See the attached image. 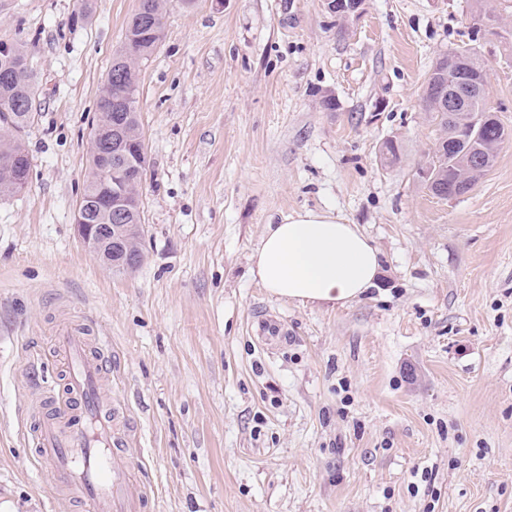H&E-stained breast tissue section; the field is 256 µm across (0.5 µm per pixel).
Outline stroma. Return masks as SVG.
I'll return each mask as SVG.
<instances>
[{
    "label": "stroma",
    "mask_w": 512,
    "mask_h": 512,
    "mask_svg": "<svg viewBox=\"0 0 512 512\" xmlns=\"http://www.w3.org/2000/svg\"><path fill=\"white\" fill-rule=\"evenodd\" d=\"M136 6L0 0V39H26L41 80L30 184L0 199V512H78L30 440L62 314L111 344L153 512H512V142L462 196L418 176L442 135L420 103L433 62L475 48L512 132V44L475 32L476 0L346 19L327 0H169L139 75L143 262L118 275L74 222ZM304 208L373 240L368 295L304 305L251 276L266 224ZM269 313L288 331L272 350Z\"/></svg>",
    "instance_id": "obj_1"
}]
</instances>
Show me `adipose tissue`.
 Wrapping results in <instances>:
<instances>
[{"label": "adipose tissue", "instance_id": "adipose-tissue-1", "mask_svg": "<svg viewBox=\"0 0 512 512\" xmlns=\"http://www.w3.org/2000/svg\"><path fill=\"white\" fill-rule=\"evenodd\" d=\"M250 273L268 293L302 304L343 306L375 287L378 249L357 225L303 209L266 225Z\"/></svg>", "mask_w": 512, "mask_h": 512}]
</instances>
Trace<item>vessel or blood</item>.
I'll return each mask as SVG.
<instances>
[{
	"label": "vessel or blood",
	"mask_w": 512,
	"mask_h": 512,
	"mask_svg": "<svg viewBox=\"0 0 512 512\" xmlns=\"http://www.w3.org/2000/svg\"><path fill=\"white\" fill-rule=\"evenodd\" d=\"M54 336L64 371L60 390L44 397L55 411L34 431L38 461L83 512H146L141 464L122 448L123 422L101 382L109 364L104 340L67 318L56 322Z\"/></svg>",
	"instance_id": "b4317fda"
}]
</instances>
